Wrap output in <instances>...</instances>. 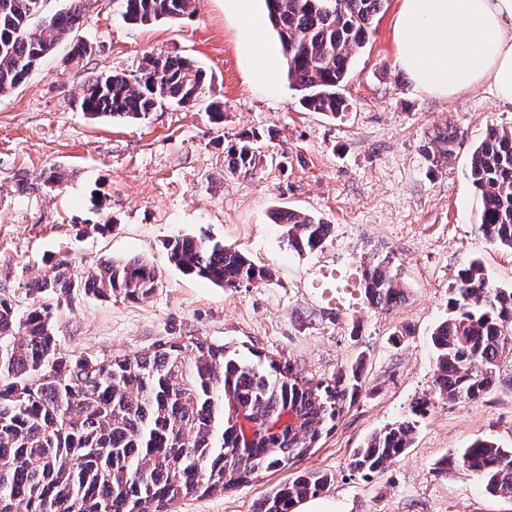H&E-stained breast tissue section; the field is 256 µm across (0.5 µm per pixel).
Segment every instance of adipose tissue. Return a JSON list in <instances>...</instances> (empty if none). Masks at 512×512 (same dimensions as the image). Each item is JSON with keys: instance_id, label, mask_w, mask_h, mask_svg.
Instances as JSON below:
<instances>
[{"instance_id": "obj_1", "label": "adipose tissue", "mask_w": 512, "mask_h": 512, "mask_svg": "<svg viewBox=\"0 0 512 512\" xmlns=\"http://www.w3.org/2000/svg\"><path fill=\"white\" fill-rule=\"evenodd\" d=\"M224 9L244 25L248 81L275 86L277 46L264 0H224ZM395 40L398 64L418 91L449 98L487 82L512 106V0H400Z\"/></svg>"}]
</instances>
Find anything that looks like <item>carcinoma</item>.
<instances>
[{
    "label": "carcinoma",
    "instance_id": "cac0c4a2",
    "mask_svg": "<svg viewBox=\"0 0 512 512\" xmlns=\"http://www.w3.org/2000/svg\"><path fill=\"white\" fill-rule=\"evenodd\" d=\"M47 0H0V93L26 81L56 46L71 40L67 61L90 54L72 40L89 0H67L54 14ZM195 0H122L123 16L140 25L177 22ZM386 0H276L268 4L285 75L300 104L333 116L350 104L339 89L364 48ZM203 70L177 54L148 56L137 75L100 74L88 80L77 108L93 118L138 120L167 104L192 107ZM261 134L245 133L227 151L234 171L254 166ZM449 125L432 138L433 153H453ZM468 177L478 197L479 228L492 244L512 249V127L492 124L473 149ZM283 241L297 253L321 249L331 225L288 208L271 213ZM169 263L219 288L272 278L270 267L219 241L178 236L166 246ZM364 298L381 310L404 299L393 257L378 254L363 269ZM160 282L139 258H105L80 274L62 263L31 284L38 294L138 301ZM450 313L432 334L433 385L446 400L476 401L512 356V288L499 287L474 261L461 270ZM53 310L33 304L17 315L0 300V512H169L190 494L226 492L259 475L290 470L333 431L362 388L359 363L314 381L271 356L252 361L233 346L200 336H173L153 350L89 358L63 352ZM416 402L403 420L371 435L353 455L355 471L381 472L410 447L429 408ZM293 411L297 427L274 425ZM245 417L253 428L247 441ZM445 463L482 478L488 491L512 497V448L478 440ZM331 477L304 470L273 489L257 512H290L321 495Z\"/></svg>",
    "mask_w": 512,
    "mask_h": 512
}]
</instances>
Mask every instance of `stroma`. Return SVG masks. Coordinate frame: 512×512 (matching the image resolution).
Segmentation results:
<instances>
[{
    "mask_svg": "<svg viewBox=\"0 0 512 512\" xmlns=\"http://www.w3.org/2000/svg\"><path fill=\"white\" fill-rule=\"evenodd\" d=\"M388 0L340 89L339 117L303 108L287 81L269 90L247 82L238 21L224 0H195L192 18L132 25L120 0H92L76 32L92 52L66 63L69 43L0 94V300L17 313L52 304L32 280L64 260L71 271L103 258L139 257L160 283L139 301L77 294L54 310L61 349L96 358L153 350L172 336H201L261 353L313 379L362 362V390L296 470L332 481L334 512H512V498L486 491L470 471L441 460L476 439L512 448V358L477 401H448L433 385L431 333L448 315L460 271L480 260L488 278L512 286V250L491 245L477 221L468 169L488 124L512 126V107L490 84L451 98L415 90L397 64ZM178 54L204 69L194 107L167 105L142 120L90 119L74 101L89 77L138 73L147 55ZM224 121L212 123L213 100ZM454 124L458 144L432 164L427 147ZM261 133L254 168L233 171L227 150ZM61 170L64 182L34 185ZM330 224L323 248L288 249L276 208ZM180 235L211 238L269 266L271 280L236 289L183 275L165 249ZM395 257L405 296L393 309L368 306L355 286L372 249ZM430 402L406 452L377 476L354 471L356 448ZM288 472H269L214 495H190L173 512H255Z\"/></svg>",
    "mask_w": 512,
    "mask_h": 512,
    "instance_id": "stroma-1",
    "label": "stroma"
}]
</instances>
